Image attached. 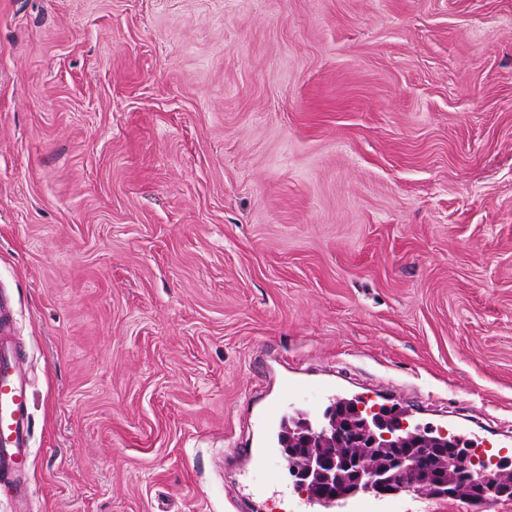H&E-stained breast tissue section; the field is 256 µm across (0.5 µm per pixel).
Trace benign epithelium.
Returning a JSON list of instances; mask_svg holds the SVG:
<instances>
[{"mask_svg":"<svg viewBox=\"0 0 512 512\" xmlns=\"http://www.w3.org/2000/svg\"><path fill=\"white\" fill-rule=\"evenodd\" d=\"M444 443L454 451L449 471L455 477L457 491L484 485L482 459L459 447L448 434L430 435L411 422L407 411L391 412L353 400L341 402L338 410L326 415L316 427L305 419L288 425V448L284 452L293 461L292 473L298 486L309 495L318 494L319 483L331 480L334 473L350 478L336 487V494L353 495L361 486L373 484L384 493L392 492L386 487L383 467L374 463L386 453L392 478L403 490L418 495L425 492L426 483L410 484L407 477L424 466L432 449Z\"/></svg>","mask_w":512,"mask_h":512,"instance_id":"benign-epithelium-1","label":"benign epithelium"}]
</instances>
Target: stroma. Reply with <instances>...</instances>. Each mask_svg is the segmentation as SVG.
<instances>
[{"instance_id":"obj_1","label":"stroma","mask_w":512,"mask_h":512,"mask_svg":"<svg viewBox=\"0 0 512 512\" xmlns=\"http://www.w3.org/2000/svg\"><path fill=\"white\" fill-rule=\"evenodd\" d=\"M0 291V512H288V379L512 440V0H0ZM0 338V491L26 500L33 494L30 391L21 357Z\"/></svg>"}]
</instances>
